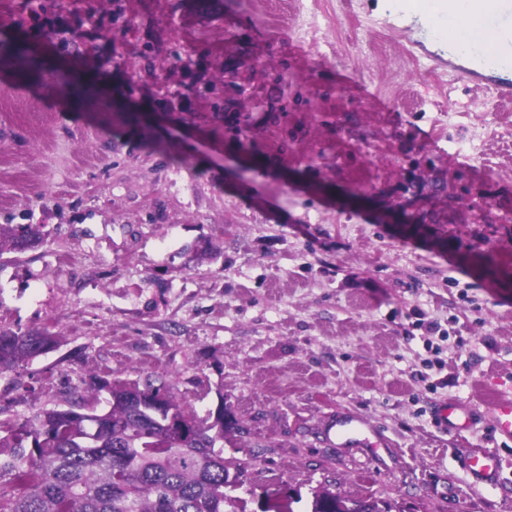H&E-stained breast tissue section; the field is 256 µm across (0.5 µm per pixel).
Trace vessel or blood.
Masks as SVG:
<instances>
[{"mask_svg":"<svg viewBox=\"0 0 512 512\" xmlns=\"http://www.w3.org/2000/svg\"><path fill=\"white\" fill-rule=\"evenodd\" d=\"M468 12L481 23L494 28L501 36L495 56H488L477 44L471 45L470 56L479 67L488 65L512 70V0H468ZM473 415L467 406L448 402L434 412V422L443 431L460 432L468 428ZM496 432L512 440V401H499L494 405ZM337 447H362L377 450L388 447V439L360 416H347L336 421ZM464 467L475 482L493 484L499 479V456L493 451L470 455Z\"/></svg>","mask_w":512,"mask_h":512,"instance_id":"vessel-or-blood-1","label":"vessel or blood"}]
</instances>
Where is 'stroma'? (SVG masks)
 <instances>
[{
  "label": "stroma",
  "mask_w": 512,
  "mask_h": 512,
  "mask_svg": "<svg viewBox=\"0 0 512 512\" xmlns=\"http://www.w3.org/2000/svg\"><path fill=\"white\" fill-rule=\"evenodd\" d=\"M377 4L0 0V225L45 234L0 254V329L59 338L0 372V421L172 372L247 423L225 458L294 512L328 459L345 496L512 512V106ZM443 400L468 431L435 427ZM353 412L391 448L337 447ZM494 426L500 436L512 440V401L494 404ZM464 467L476 483L495 484L499 481V455L494 451L476 452L470 455Z\"/></svg>",
  "instance_id": "stroma-1"
}]
</instances>
